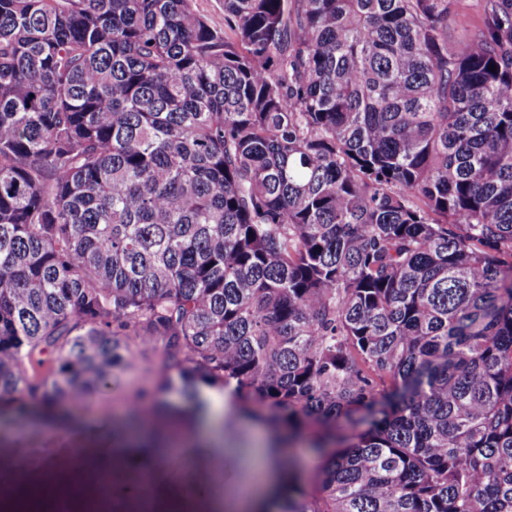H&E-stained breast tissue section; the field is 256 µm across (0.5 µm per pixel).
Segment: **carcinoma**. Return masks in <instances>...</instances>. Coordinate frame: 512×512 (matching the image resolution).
<instances>
[{"label": "carcinoma", "instance_id": "obj_1", "mask_svg": "<svg viewBox=\"0 0 512 512\" xmlns=\"http://www.w3.org/2000/svg\"><path fill=\"white\" fill-rule=\"evenodd\" d=\"M192 2L0 0V402L158 347L114 431L204 380L331 449L266 512H512V0ZM193 5L207 18L211 26L224 30L223 0H193ZM483 0H452L449 5L451 33L454 39L471 34L480 24Z\"/></svg>", "mask_w": 512, "mask_h": 512}]
</instances>
